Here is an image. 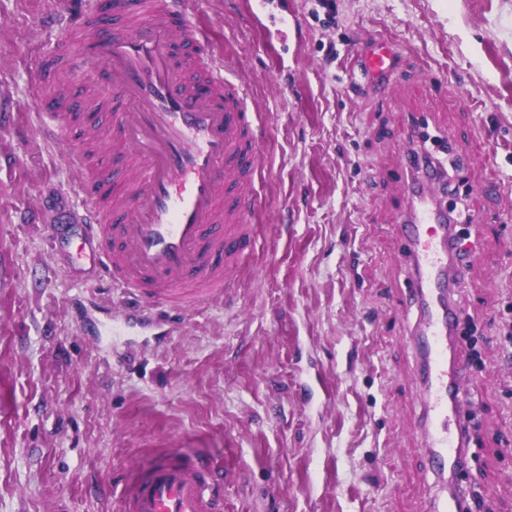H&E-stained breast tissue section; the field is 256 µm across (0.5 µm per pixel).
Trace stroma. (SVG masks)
Segmentation results:
<instances>
[{
	"instance_id": "35a3bbf8",
	"label": "stroma",
	"mask_w": 512,
	"mask_h": 512,
	"mask_svg": "<svg viewBox=\"0 0 512 512\" xmlns=\"http://www.w3.org/2000/svg\"><path fill=\"white\" fill-rule=\"evenodd\" d=\"M50 2L0 0V512H116L159 448L221 467L224 512H427L391 176L418 123L468 154L452 188L478 228L454 480L512 512V0H288L302 32L284 41L201 0L266 128L263 204L235 295L167 336L121 327L124 295L71 259L81 175L30 94ZM373 38L395 52L382 91L362 75Z\"/></svg>"
}]
</instances>
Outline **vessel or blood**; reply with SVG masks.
<instances>
[{"mask_svg":"<svg viewBox=\"0 0 512 512\" xmlns=\"http://www.w3.org/2000/svg\"><path fill=\"white\" fill-rule=\"evenodd\" d=\"M98 9L93 0H57L45 14L47 27L66 34L60 55L79 56L81 65L63 81L57 65L40 63L32 99L54 111L45 131L65 146L69 167L93 170L76 188L79 205L69 212L80 229L77 257L123 292L130 305L126 326L148 325L161 315L172 322L240 283L241 258L254 244L251 216L262 203L255 185L262 175L260 121L248 109L244 87L224 76L222 60L203 53L209 33L197 18L196 0H109L112 24L105 29ZM364 52L372 77L389 79L395 69L390 44L373 39ZM93 70L101 90L95 102L107 104L117 126L119 169L90 165L85 146L97 138L96 127H84L81 142L70 138L68 95ZM400 168L409 175L399 216L408 255L405 303L423 315L411 340L426 371L428 428L421 446L442 474L455 471L471 423L465 389L448 365V338L461 313L444 302L464 277L451 273L454 219L435 203L439 161L416 151ZM222 488L212 463L162 448L123 492L119 512H224Z\"/></svg>","mask_w":512,"mask_h":512,"instance_id":"obj_1","label":"vessel or blood"}]
</instances>
